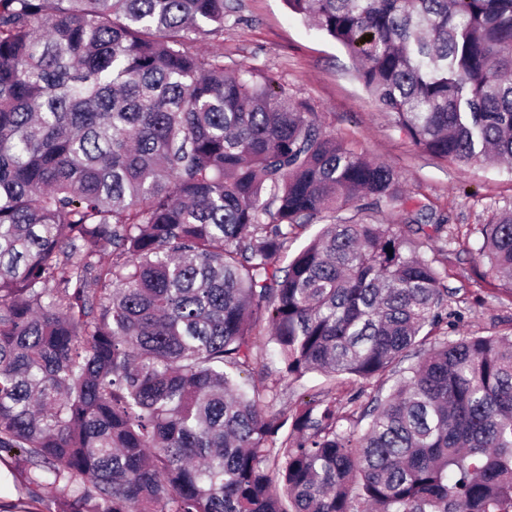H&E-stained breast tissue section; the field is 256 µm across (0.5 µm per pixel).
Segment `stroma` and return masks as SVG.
Returning a JSON list of instances; mask_svg holds the SVG:
<instances>
[{"instance_id": "stroma-1", "label": "stroma", "mask_w": 512, "mask_h": 512, "mask_svg": "<svg viewBox=\"0 0 512 512\" xmlns=\"http://www.w3.org/2000/svg\"><path fill=\"white\" fill-rule=\"evenodd\" d=\"M220 40L227 69L248 68L274 79L309 103L322 130L356 152L393 167L410 202L429 205L448 218L447 240L423 242L419 253L434 258L448 287V307L462 318L449 338L468 334L512 336V296L479 259L481 228L501 208L512 206V169H460L423 153L381 112L355 78L352 60L336 41L290 12L284 0H237ZM248 388L277 384L272 411H294L322 396L325 378L311 373L292 381L274 348L262 354L258 372L243 375Z\"/></svg>"}]
</instances>
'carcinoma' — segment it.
<instances>
[{
	"label": "carcinoma",
	"instance_id": "1",
	"mask_svg": "<svg viewBox=\"0 0 512 512\" xmlns=\"http://www.w3.org/2000/svg\"><path fill=\"white\" fill-rule=\"evenodd\" d=\"M286 3L423 152L512 163V0ZM232 9L0 0V509L512 512V339L443 335L440 271L363 218L444 231L392 168L196 47ZM481 234L512 294V210ZM270 343L294 381L400 378L361 432L270 412L238 382Z\"/></svg>",
	"mask_w": 512,
	"mask_h": 512
}]
</instances>
